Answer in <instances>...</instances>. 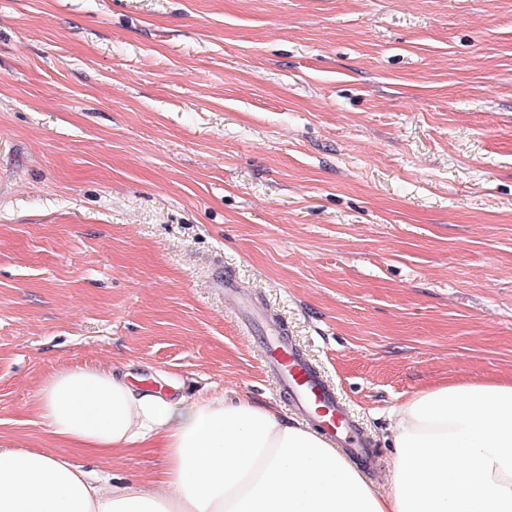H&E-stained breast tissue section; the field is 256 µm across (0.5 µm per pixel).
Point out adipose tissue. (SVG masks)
<instances>
[{
	"instance_id": "1",
	"label": "adipose tissue",
	"mask_w": 512,
	"mask_h": 512,
	"mask_svg": "<svg viewBox=\"0 0 512 512\" xmlns=\"http://www.w3.org/2000/svg\"><path fill=\"white\" fill-rule=\"evenodd\" d=\"M36 411L60 443L100 455L152 444L166 466L134 485L4 445L0 512H512V380L413 395L389 428V493L272 405L167 398L75 367L42 382Z\"/></svg>"
}]
</instances>
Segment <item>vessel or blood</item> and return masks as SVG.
Segmentation results:
<instances>
[{"label": "vessel or blood", "instance_id": "vessel-or-blood-1", "mask_svg": "<svg viewBox=\"0 0 512 512\" xmlns=\"http://www.w3.org/2000/svg\"><path fill=\"white\" fill-rule=\"evenodd\" d=\"M224 300L244 307L248 322L258 321L253 308L245 304L244 294L231 274L214 278ZM261 322V321H258ZM264 333L259 338L263 362L283 387L293 407L312 420L328 437L352 457L366 461L373 455L369 441L349 415L344 404L303 354L287 341L270 321L261 322Z\"/></svg>", "mask_w": 512, "mask_h": 512}]
</instances>
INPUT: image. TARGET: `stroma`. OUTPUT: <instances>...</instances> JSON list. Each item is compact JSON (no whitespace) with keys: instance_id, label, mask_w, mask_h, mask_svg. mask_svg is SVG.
<instances>
[{"instance_id":"stroma-1","label":"stroma","mask_w":512,"mask_h":512,"mask_svg":"<svg viewBox=\"0 0 512 512\" xmlns=\"http://www.w3.org/2000/svg\"><path fill=\"white\" fill-rule=\"evenodd\" d=\"M233 275L389 483L418 391L512 379V0H0V439L97 366L277 405Z\"/></svg>"}]
</instances>
